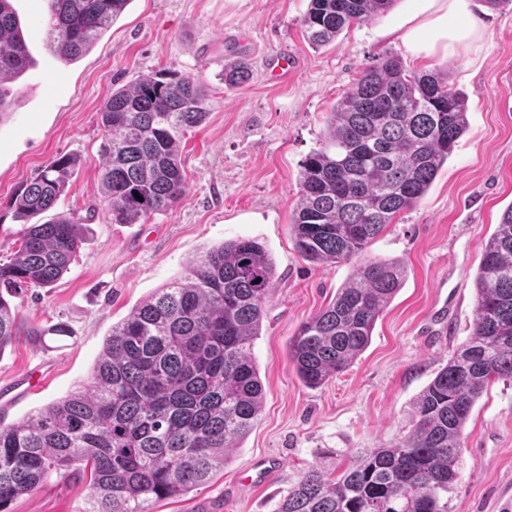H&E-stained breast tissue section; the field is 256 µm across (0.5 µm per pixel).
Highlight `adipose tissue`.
Here are the masks:
<instances>
[{
    "label": "adipose tissue",
    "instance_id": "obj_1",
    "mask_svg": "<svg viewBox=\"0 0 512 512\" xmlns=\"http://www.w3.org/2000/svg\"><path fill=\"white\" fill-rule=\"evenodd\" d=\"M486 34L474 0H416L415 9L388 31L413 59L471 54Z\"/></svg>",
    "mask_w": 512,
    "mask_h": 512
}]
</instances>
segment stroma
<instances>
[{
	"label": "stroma",
	"mask_w": 512,
	"mask_h": 512,
	"mask_svg": "<svg viewBox=\"0 0 512 512\" xmlns=\"http://www.w3.org/2000/svg\"><path fill=\"white\" fill-rule=\"evenodd\" d=\"M475 3L488 19L475 66L463 55L415 60L386 38L413 0H397L385 15L319 49L301 30L308 0H130L93 49L66 65L46 48L44 0H13L36 63L17 82V105L0 124V262L12 258L18 229L9 202L59 154L77 165L54 211L84 224L87 242L53 288L27 294L26 318L65 323L71 334L45 347L22 339L0 356V420L19 422L84 384L114 324L204 250L249 238L275 265L252 346L264 389L261 414L211 482L154 512H276L311 468L340 473L358 451L394 446L410 427L417 396L471 335L482 249L512 204V112L496 105L512 93V8ZM277 51L293 57L295 67L271 81L264 62ZM385 55L446 77L467 98L469 127L425 196L368 249L369 257L398 259L407 268L369 346L312 389L298 378L288 343L355 266L315 265L296 251L291 219L301 163L325 147L337 101ZM239 57L253 76L227 86L224 67ZM166 65L195 75L207 90L206 118L182 144L187 192L172 212L146 223H108L100 111L114 89ZM464 434L448 512H512V384L489 385ZM268 458L276 459L275 471L251 482L254 467ZM88 493L85 478L55 479L16 499L11 512H83Z\"/></svg>",
	"instance_id": "stroma-1"
}]
</instances>
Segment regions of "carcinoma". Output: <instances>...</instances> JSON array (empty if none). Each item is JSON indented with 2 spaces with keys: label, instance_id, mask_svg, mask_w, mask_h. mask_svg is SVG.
<instances>
[{
  "label": "carcinoma",
  "instance_id": "obj_1",
  "mask_svg": "<svg viewBox=\"0 0 512 512\" xmlns=\"http://www.w3.org/2000/svg\"><path fill=\"white\" fill-rule=\"evenodd\" d=\"M129 2L45 0L48 50L64 64L77 61ZM395 2L308 0L301 26L311 45L324 46ZM33 65L12 0H0V125L16 102L12 84ZM251 76L241 59L224 82L240 86ZM206 101L199 79L172 68L112 91L100 149L110 223L144 224L176 207L187 190L181 144L205 118ZM467 128L461 92L395 57L365 69L338 100L329 144L302 162L292 231L303 259L356 267L289 342L306 386H323L369 345L406 269L364 254L425 195ZM75 166L72 156L54 157L10 202L22 228L14 257L0 264V354L21 338L41 346L70 335L63 323H30L11 298L52 287L77 260L85 242L77 221L33 222L57 205ZM274 275L255 239L207 249L112 326L86 383L17 423L0 421V512L74 475L89 476L84 512H153L209 483L263 407L251 347ZM474 286L470 339L417 397L409 431L392 448L359 453L338 477L309 470L277 512H448L470 412L490 384L512 381V204L484 243Z\"/></svg>",
  "mask_w": 512,
  "mask_h": 512
}]
</instances>
